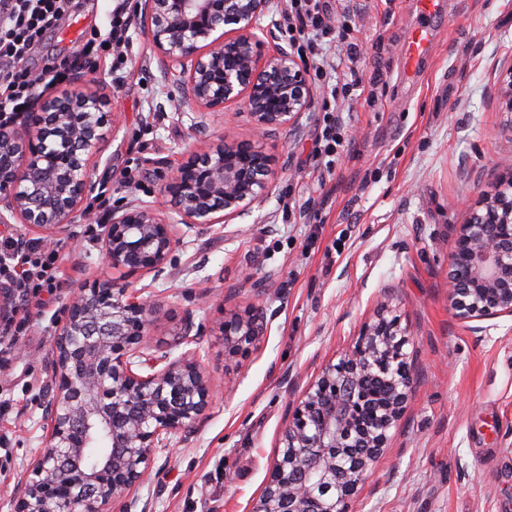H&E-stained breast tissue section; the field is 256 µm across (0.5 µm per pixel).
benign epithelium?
Returning <instances> with one entry per match:
<instances>
[{
    "instance_id": "1",
    "label": "benign epithelium",
    "mask_w": 512,
    "mask_h": 512,
    "mask_svg": "<svg viewBox=\"0 0 512 512\" xmlns=\"http://www.w3.org/2000/svg\"><path fill=\"white\" fill-rule=\"evenodd\" d=\"M161 72L204 114L235 103L256 137L298 123L314 91L288 48L260 51L257 21L271 0H137ZM109 120L102 100L76 79L18 125L0 126V224H22L51 246L85 206L90 162ZM273 159L250 142H226L174 166L153 204L112 210L101 237L105 265L160 275L180 245L177 225L208 228L238 217L269 188ZM459 226L448 302L463 323L512 316V175ZM161 305L115 282L85 281L62 309L53 339L54 387L45 448L31 461L12 512H137L159 448L187 439L211 404L208 378L188 348L193 316L156 355L142 351ZM249 306L217 326L229 356L262 335ZM396 318L380 308L354 346L307 386L288 419L283 448L252 512H352L414 383ZM186 350L172 356V350ZM104 448L97 463L86 453Z\"/></svg>"
}]
</instances>
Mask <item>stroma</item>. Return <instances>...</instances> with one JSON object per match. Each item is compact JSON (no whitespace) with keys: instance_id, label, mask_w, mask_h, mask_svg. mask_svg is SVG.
Segmentation results:
<instances>
[{"instance_id":"obj_1","label":"stroma","mask_w":512,"mask_h":512,"mask_svg":"<svg viewBox=\"0 0 512 512\" xmlns=\"http://www.w3.org/2000/svg\"><path fill=\"white\" fill-rule=\"evenodd\" d=\"M347 14L343 40L359 52L338 68L356 88L341 105L344 151L326 160L320 107L262 139L275 160L268 194L241 217L181 228L171 272L133 274L103 265L102 225L76 220L56 236L60 278L5 314L29 328L0 363V512L45 446L55 316L89 278H125L164 313L145 338L166 348L193 312L196 347L214 390L210 416L188 442L158 452L138 491L146 512H252L265 486L294 392L355 343L380 306L400 318L415 382L357 495V512H512V316L463 323L448 305L460 224L512 172V112L496 90L512 65V0H440L425 58L405 71L417 0H323ZM113 0H75L27 67L70 55L106 28ZM132 68L112 88L93 64L78 72L119 129L91 171L88 201L100 215L129 201H159L171 167L191 151L252 139L234 108L201 117L163 81L140 23L129 32ZM258 261L263 293L240 271ZM211 294L201 297L199 286ZM263 305L269 323L248 354L226 357L214 330L224 316Z\"/></svg>"}]
</instances>
